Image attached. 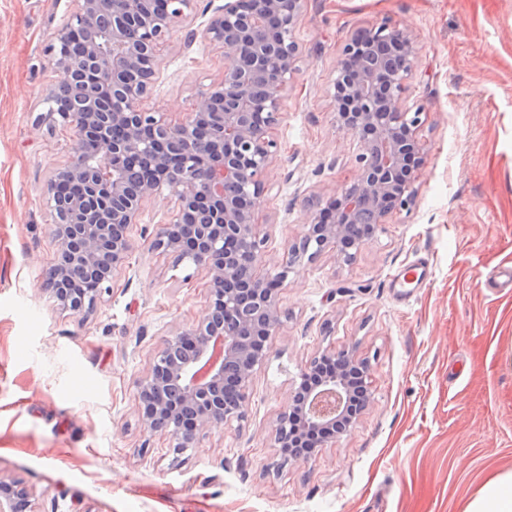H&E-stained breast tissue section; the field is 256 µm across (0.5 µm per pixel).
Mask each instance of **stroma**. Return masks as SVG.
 I'll return each instance as SVG.
<instances>
[{"label":"stroma","mask_w":512,"mask_h":512,"mask_svg":"<svg viewBox=\"0 0 512 512\" xmlns=\"http://www.w3.org/2000/svg\"><path fill=\"white\" fill-rule=\"evenodd\" d=\"M224 0H197L158 51L144 106L182 121L221 81L201 35ZM75 0H0V480L31 512H460L494 473L512 470V0H307L302 51L281 118L269 190L255 210L261 276L278 273L315 198L356 171V139L336 121V61L354 33L391 22L417 54L400 94L420 110L426 163L412 204L394 210L346 263H301L279 290L282 324L246 389V414L175 452L145 429L136 386L165 341L196 323L209 278L151 249L175 197L146 205L134 250L93 311L42 289L56 258L43 199L72 156V131L45 118L57 81L48 48ZM430 282L393 294L399 267ZM351 350L370 367L372 404L335 443L282 462L273 426L314 357Z\"/></svg>","instance_id":"stroma-1"}]
</instances>
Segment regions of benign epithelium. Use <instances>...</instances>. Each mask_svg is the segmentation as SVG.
Masks as SVG:
<instances>
[{"mask_svg":"<svg viewBox=\"0 0 512 512\" xmlns=\"http://www.w3.org/2000/svg\"><path fill=\"white\" fill-rule=\"evenodd\" d=\"M76 9L58 29L51 65L59 79L48 98L47 116L72 130L77 148L45 185L53 212L58 260L45 273V290L73 312L93 310L111 288L112 275L134 247L130 231L143 203L168 189L178 212L162 224L154 249L176 254L211 278L210 299L197 322L169 338L137 385L146 427L168 433L172 447L195 446L200 434L246 413L245 391L266 346L281 325L278 290L302 258L312 261L331 249L349 262L368 238L352 233L365 217L377 230L413 199V182L425 164L413 134L419 113L400 104L403 83L416 55L407 27L384 23L352 35L336 61V117L359 141L358 170L340 196L317 203L300 239L284 251L272 278L257 268L264 242L253 210L265 196L275 142L270 131L301 50L294 40L305 0H224L203 36L223 49L224 78L200 93L185 118L168 123L143 108L159 71L157 50L187 18L192 0H75ZM136 29L137 39L127 34ZM152 158L151 174L125 177L133 155ZM67 179L79 192L64 195ZM92 281L70 303L72 273ZM346 366L308 389L291 390L274 428L275 445L307 433L319 447L334 442L336 423L354 425L367 409L351 408L350 368L368 366L353 352ZM29 493L0 480V512H20Z\"/></svg>","mask_w":512,"mask_h":512,"instance_id":"benign-epithelium-1","label":"benign epithelium"}]
</instances>
